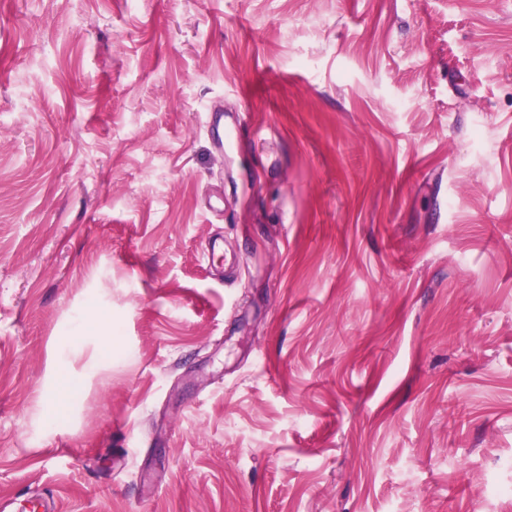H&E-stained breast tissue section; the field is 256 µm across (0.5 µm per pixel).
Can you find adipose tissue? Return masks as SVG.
<instances>
[{
	"mask_svg": "<svg viewBox=\"0 0 512 512\" xmlns=\"http://www.w3.org/2000/svg\"><path fill=\"white\" fill-rule=\"evenodd\" d=\"M112 318L96 302H88L84 313L71 328L61 347L54 349L48 371L50 383L38 404L39 419L43 427L61 429L70 420L69 398L82 388L105 363L112 360ZM90 351L91 356L82 370L70 367V356Z\"/></svg>",
	"mask_w": 512,
	"mask_h": 512,
	"instance_id": "1",
	"label": "adipose tissue"
}]
</instances>
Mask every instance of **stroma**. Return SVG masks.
<instances>
[{"instance_id":"1","label":"stroma","mask_w":512,"mask_h":512,"mask_svg":"<svg viewBox=\"0 0 512 512\" xmlns=\"http://www.w3.org/2000/svg\"><path fill=\"white\" fill-rule=\"evenodd\" d=\"M91 298L118 349L38 429ZM495 486L512 0H0V500L512 512Z\"/></svg>"}]
</instances>
